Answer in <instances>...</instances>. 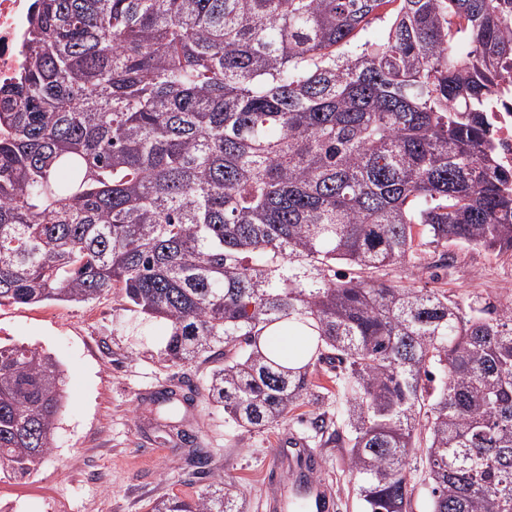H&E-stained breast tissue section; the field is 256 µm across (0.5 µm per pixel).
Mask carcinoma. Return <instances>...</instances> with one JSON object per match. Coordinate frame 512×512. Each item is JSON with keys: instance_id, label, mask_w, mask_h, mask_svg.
<instances>
[{"instance_id": "1", "label": "carcinoma", "mask_w": 512, "mask_h": 512, "mask_svg": "<svg viewBox=\"0 0 512 512\" xmlns=\"http://www.w3.org/2000/svg\"><path fill=\"white\" fill-rule=\"evenodd\" d=\"M25 53L0 86V305L121 289L247 430L336 361L363 512H413L417 450L431 512H512V304L336 271L512 252L490 115L512 0H33ZM289 334L290 364L260 348ZM64 403L50 353L0 344V474L39 470Z\"/></svg>"}]
</instances>
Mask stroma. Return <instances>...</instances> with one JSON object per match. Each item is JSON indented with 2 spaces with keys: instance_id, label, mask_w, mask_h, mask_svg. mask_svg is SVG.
<instances>
[{
  "instance_id": "stroma-1",
  "label": "stroma",
  "mask_w": 512,
  "mask_h": 512,
  "mask_svg": "<svg viewBox=\"0 0 512 512\" xmlns=\"http://www.w3.org/2000/svg\"><path fill=\"white\" fill-rule=\"evenodd\" d=\"M448 254L439 275L401 265L388 278L410 288H441L466 302H512V255L461 245L449 246ZM168 334L164 320L131 311L117 289L82 303L0 306V341L42 347L66 374L50 457L36 474L0 478V500L15 501L14 512H54L58 503L67 512H151L167 497L191 499L227 487L243 512H268L269 498L278 494L288 498V512H306L301 489L288 476L284 446L297 432L319 455V478L337 512H361L347 452L329 427L334 369L318 366V396L301 400L286 422L248 431L209 400V365L165 358ZM318 416L328 424L320 432L311 427ZM179 429L207 450L205 474L188 463Z\"/></svg>"
}]
</instances>
